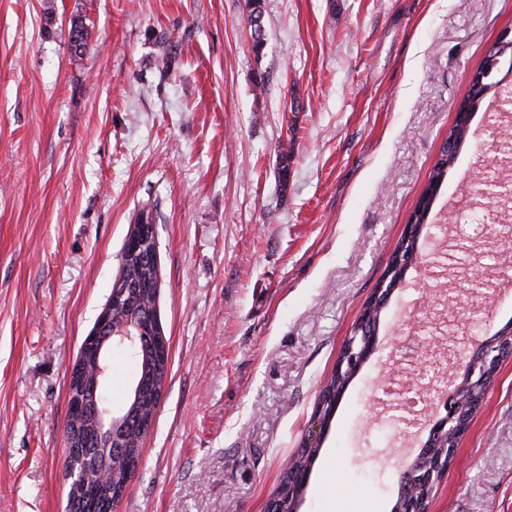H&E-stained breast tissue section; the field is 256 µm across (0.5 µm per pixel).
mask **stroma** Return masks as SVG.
Returning <instances> with one entry per match:
<instances>
[{"mask_svg":"<svg viewBox=\"0 0 512 512\" xmlns=\"http://www.w3.org/2000/svg\"><path fill=\"white\" fill-rule=\"evenodd\" d=\"M0 0V512H68L70 370L140 211L155 222L170 372L115 512H266L321 385L425 190L512 0ZM89 49L74 60L70 20ZM177 54L154 66L161 39ZM485 99L377 351L343 395L300 512H391L448 395L401 361L512 324ZM292 160L280 182L279 148ZM138 373L112 350L114 408ZM430 512H512V356ZM248 20L251 28L252 51L261 54L264 48V5L263 0H248Z\"/></svg>","mask_w":512,"mask_h":512,"instance_id":"35a3bbf8","label":"stroma"}]
</instances>
